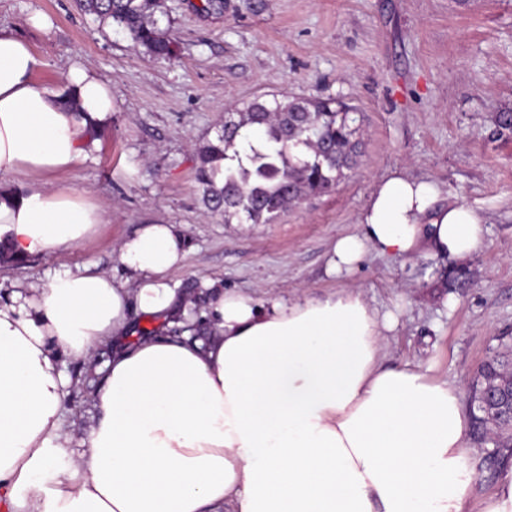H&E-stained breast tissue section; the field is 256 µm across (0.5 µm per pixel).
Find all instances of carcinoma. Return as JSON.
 I'll return each instance as SVG.
<instances>
[{"label":"carcinoma","instance_id":"cac0c4a2","mask_svg":"<svg viewBox=\"0 0 512 512\" xmlns=\"http://www.w3.org/2000/svg\"><path fill=\"white\" fill-rule=\"evenodd\" d=\"M82 6L104 22L125 30L155 57H170L175 42L154 19L157 0H82ZM353 109L333 99L251 101L224 123L216 141L197 148V180L210 209L233 219L268 224L288 206L312 194L330 191L356 163L361 141ZM224 161V181L216 182V162ZM507 370L503 357L481 366L474 394L476 429L492 428L498 447L512 446V422L482 402L487 385Z\"/></svg>","mask_w":512,"mask_h":512}]
</instances>
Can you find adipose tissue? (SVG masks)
Instances as JSON below:
<instances>
[{
	"label": "adipose tissue",
	"instance_id": "1",
	"mask_svg": "<svg viewBox=\"0 0 512 512\" xmlns=\"http://www.w3.org/2000/svg\"><path fill=\"white\" fill-rule=\"evenodd\" d=\"M30 44L0 27V254L60 257L106 220L85 193L4 178L71 170L112 124V86L72 62L62 88L34 79ZM396 170L332 245L328 271L368 252L422 248L460 260L484 246L464 204ZM185 256L172 224L118 246L121 275L71 271L0 296V512H512V469L471 503L469 420L457 386L385 366L398 324L359 294L257 300L201 282L193 313L170 272ZM162 322L137 337V316ZM112 343L83 449L61 409V355Z\"/></svg>",
	"mask_w": 512,
	"mask_h": 512
}]
</instances>
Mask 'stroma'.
<instances>
[{"label":"stroma","mask_w":512,"mask_h":512,"mask_svg":"<svg viewBox=\"0 0 512 512\" xmlns=\"http://www.w3.org/2000/svg\"><path fill=\"white\" fill-rule=\"evenodd\" d=\"M160 0L169 58L136 46L122 29L84 13L79 0H0V24L27 39L35 79L62 87L71 60L112 85V126L101 149L49 186L90 194L108 212L96 236L61 257L0 261V290L47 272H113L118 245L143 224H173L186 257L171 274L201 310L199 284L214 280L258 299L341 288L398 314L381 339L385 362L411 364L469 394L480 365L512 352V0ZM47 15L53 26L28 19ZM334 97L356 110L361 155L326 195H310L269 224H228L203 203L197 145L221 132L227 109L255 99ZM138 170L126 175L123 167ZM401 170L435 183L438 203H463L484 221L485 246L456 261L421 251L404 259L367 253L352 273L327 270L332 244L356 233L375 185ZM109 345L67 358L63 435L81 447ZM476 476L470 500L490 496L512 451L468 439Z\"/></svg>","instance_id":"35a3bbf8"}]
</instances>
